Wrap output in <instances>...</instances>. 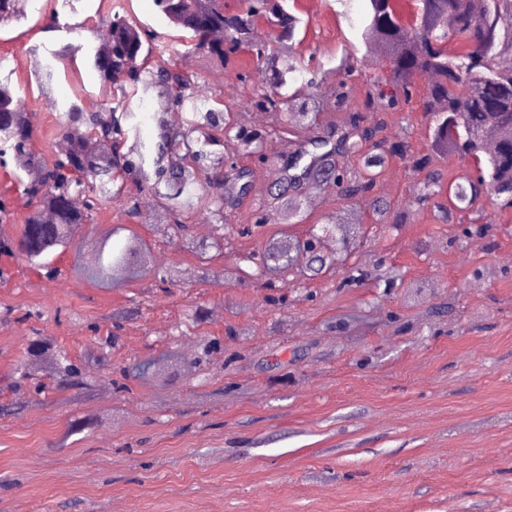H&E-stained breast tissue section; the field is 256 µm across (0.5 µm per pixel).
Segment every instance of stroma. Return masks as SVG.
I'll list each match as a JSON object with an SVG mask.
<instances>
[{
  "instance_id": "obj_1",
  "label": "stroma",
  "mask_w": 512,
  "mask_h": 512,
  "mask_svg": "<svg viewBox=\"0 0 512 512\" xmlns=\"http://www.w3.org/2000/svg\"><path fill=\"white\" fill-rule=\"evenodd\" d=\"M116 5L163 36V61L196 93L222 96L251 127L245 102L263 83L250 57L199 69L153 0H71L57 31L45 28L46 0H26L23 18L0 27V78L33 112L39 152L60 153L78 88L99 98L85 59L66 67L50 49L93 43ZM295 7L307 24L296 51L310 68L363 56L362 0ZM38 62L54 69L51 94L33 75ZM426 86L417 77L416 96L380 116L384 137L422 153ZM293 149L275 139L268 163L242 157L260 179L232 222L248 223ZM421 180L396 158L379 174L374 194L405 211L396 226L335 194L303 203L302 223L266 224L218 249L200 207L184 213L183 237L136 226L140 270L116 283L87 275L104 240L129 235L115 204L71 233L51 259L55 276L0 255V512H512V208L484 197L488 229L470 237L468 214L446 222L413 206ZM342 209L363 228L347 264L272 289L249 280V252ZM354 268L364 278L346 285ZM208 342L215 351L198 361ZM58 352L77 377L51 372Z\"/></svg>"
}]
</instances>
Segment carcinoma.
<instances>
[{"label":"carcinoma","mask_w":512,"mask_h":512,"mask_svg":"<svg viewBox=\"0 0 512 512\" xmlns=\"http://www.w3.org/2000/svg\"><path fill=\"white\" fill-rule=\"evenodd\" d=\"M154 2L165 24L190 33L192 52L208 62L227 66L238 54H251L255 67L266 76L264 89L251 105L281 113L279 126L265 133L246 130L234 123L231 107H210L209 98L185 93L180 73L152 62L160 49L156 36L128 13L116 11L109 22V38L86 53L104 103L89 110L83 106L81 92H76L63 113L65 152L48 160L35 149L33 113L9 80H0V165L13 160L14 180L27 208L20 236L0 240V253L48 267V255L70 246L71 226L85 224L91 216L92 208L77 207L74 198L90 194L99 202L122 206L128 217L141 218L130 185L147 188L162 201L160 210L145 218L147 224H170L184 231L187 225L181 222L180 212L198 204L209 211L219 238L247 233L249 229L227 223L224 215L226 207L250 191V168L240 164L239 156L266 160L268 138L293 136L328 108L348 117L296 143L295 159L276 169L269 202L257 207L255 223H272L285 213L290 219L297 217L301 203L294 192L311 184L312 166L330 151L337 158L358 157L364 170L357 176L338 166L330 169L344 200L370 193L375 169L398 158L424 174L416 203H431L446 215L448 206L438 201L442 176L433 164L435 158L451 155L474 167L472 176L453 187L454 211H473L486 194L512 207V26L501 24L503 17L512 16V0H481L479 13L474 0H419L418 22L411 29L401 26L390 0H363L359 36L365 46L380 48L393 86L391 92L378 86L370 89L366 110L375 114L399 110L411 100L415 78L430 75L422 109L436 118V124L430 152L425 154L412 152L406 140L379 136V123H364L360 113L352 110L347 83L337 84L336 92L325 96L317 73L297 64L295 37L302 18L289 8L288 0H237L235 7L228 0ZM22 17L23 0H0V24ZM262 24L272 32L273 42L260 36ZM292 72L307 77L295 94L288 95L283 89ZM128 89L171 100L153 113L150 147L141 140L139 125L125 127L135 118L123 96ZM200 177L212 183L214 191L196 201L183 197ZM365 206L381 224L388 219L402 223L403 212H393V205L383 197L367 198ZM321 231L311 234L313 245L305 250L294 234L266 243L257 275L264 276L270 268L289 275L296 256L303 253L310 276H318L334 263L323 253L325 240H336V253L347 257L360 243L359 225L352 222L330 220ZM137 255V245L129 240L89 277L97 280L109 273L119 279Z\"/></svg>","instance_id":"cac0c4a2"}]
</instances>
